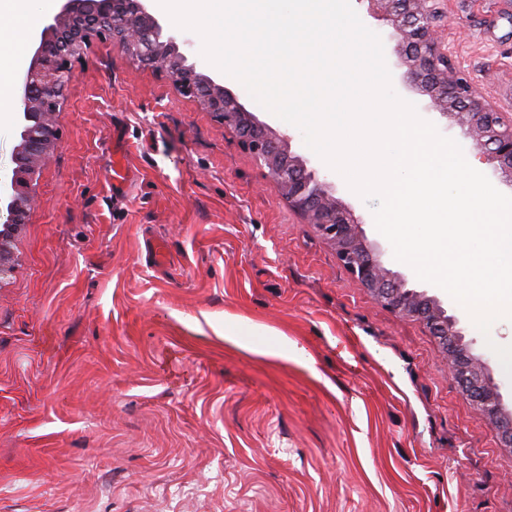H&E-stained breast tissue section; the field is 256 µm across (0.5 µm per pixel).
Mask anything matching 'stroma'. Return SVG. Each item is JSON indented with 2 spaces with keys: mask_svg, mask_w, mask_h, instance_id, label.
I'll list each match as a JSON object with an SVG mask.
<instances>
[{
  "mask_svg": "<svg viewBox=\"0 0 512 512\" xmlns=\"http://www.w3.org/2000/svg\"><path fill=\"white\" fill-rule=\"evenodd\" d=\"M512 113V0H446ZM0 286V512H512V448L236 134L93 41ZM463 326L504 396L493 345ZM288 337L305 362L243 344Z\"/></svg>",
  "mask_w": 512,
  "mask_h": 512,
  "instance_id": "35a3bbf8",
  "label": "stroma"
}]
</instances>
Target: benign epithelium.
Here are the masks:
<instances>
[{"mask_svg":"<svg viewBox=\"0 0 512 512\" xmlns=\"http://www.w3.org/2000/svg\"><path fill=\"white\" fill-rule=\"evenodd\" d=\"M359 2L367 16L393 29L385 54L402 70L407 88L427 99L429 111L452 119L466 150L512 185V113L476 97L448 55V45L438 36L445 26L442 0ZM94 39L120 44L141 66L169 77L183 96L235 132L288 206L317 229L337 260L379 303L441 337L451 374L479 415L512 447V407L487 363L473 353L474 341L466 338L460 317L433 288L417 287L387 267L384 247L368 241L361 219L337 196L336 185L292 151L289 133L260 120L220 78L189 59L178 32L152 14L146 0H61L58 13L44 23L19 82L15 167L10 181L0 184V284L14 269L9 242L26 223L40 172L57 148L56 114L74 78V64Z\"/></svg>","mask_w":512,"mask_h":512,"instance_id":"obj_1","label":"benign epithelium"}]
</instances>
